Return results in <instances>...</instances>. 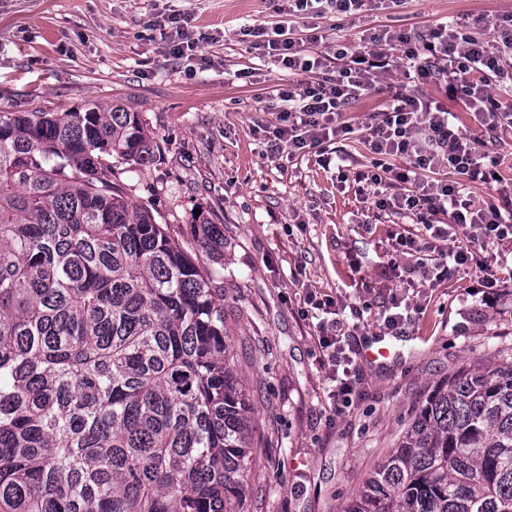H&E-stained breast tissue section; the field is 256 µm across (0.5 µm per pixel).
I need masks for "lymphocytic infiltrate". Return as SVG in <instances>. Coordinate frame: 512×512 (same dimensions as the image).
Segmentation results:
<instances>
[{
    "label": "lymphocytic infiltrate",
    "instance_id": "obj_1",
    "mask_svg": "<svg viewBox=\"0 0 512 512\" xmlns=\"http://www.w3.org/2000/svg\"><path fill=\"white\" fill-rule=\"evenodd\" d=\"M284 2L291 15L350 17L378 9L386 0ZM487 25L479 19L466 30L448 23L425 32L384 26L367 29L359 45L336 43L333 54L340 65L335 75L323 80L317 73L326 66L324 55L306 49L284 28L270 35L253 29L255 48L301 77L297 84L279 91L286 107L273 131L271 155L293 156L346 139L352 129L341 119L345 107L361 97L380 94L383 108L365 125L372 168L361 175L374 187L377 207L409 211L423 220L445 214L447 226L436 230L441 237L457 226L485 239H512V209L475 203L464 187L468 181L493 179L497 158L482 162L478 137L455 129L448 121L447 107L423 93L425 85H442L480 117L486 132L512 129V101H502L494 93L498 87L512 90V13L489 25L494 33L489 40L482 35ZM400 66L412 69V83L391 81L392 70ZM442 168L448 169L449 178H437ZM334 306V301L326 300L319 308L330 315ZM320 331L323 347L332 350V362L342 370L332 396L337 407L351 405L355 373L339 340V319L330 315L321 322Z\"/></svg>",
    "mask_w": 512,
    "mask_h": 512
}]
</instances>
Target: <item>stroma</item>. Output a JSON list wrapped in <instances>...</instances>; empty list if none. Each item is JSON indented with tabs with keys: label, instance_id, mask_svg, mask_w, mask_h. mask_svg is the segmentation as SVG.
<instances>
[{
	"label": "stroma",
	"instance_id": "obj_1",
	"mask_svg": "<svg viewBox=\"0 0 512 512\" xmlns=\"http://www.w3.org/2000/svg\"><path fill=\"white\" fill-rule=\"evenodd\" d=\"M279 0H0V112H67L89 101L138 112L159 159L119 165L131 200L157 211L175 238L196 216L224 227V317L235 365L253 407V448L244 512H339L375 463L391 452L431 391L480 358L512 354V286L496 307L476 290L485 264L512 266V240L457 230L433 240L408 212L378 209L355 179L369 166L364 125L379 96L352 103L353 127L336 169L319 149L292 157L267 150L277 92L297 75L262 57L247 28L283 26L328 53L358 44L361 30L472 25L512 12V0H401L357 23L302 18ZM187 19L189 46L169 47L172 18ZM500 160L498 180L472 182L479 202L512 204V132L482 138ZM413 240L415 249L402 247ZM465 249L472 265L433 283L406 281L417 247ZM363 308L343 313L357 356L359 397L336 410L333 366L319 345L306 297ZM408 302L412 337L401 358L360 356L382 333L394 300Z\"/></svg>",
	"mask_w": 512,
	"mask_h": 512
}]
</instances>
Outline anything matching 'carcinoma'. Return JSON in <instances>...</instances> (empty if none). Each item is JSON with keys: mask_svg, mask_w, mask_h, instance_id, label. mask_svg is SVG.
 <instances>
[{"mask_svg": "<svg viewBox=\"0 0 512 512\" xmlns=\"http://www.w3.org/2000/svg\"><path fill=\"white\" fill-rule=\"evenodd\" d=\"M114 158L156 159L122 105L0 112V512H241L224 225L175 242ZM342 512H512V359L439 384Z\"/></svg>", "mask_w": 512, "mask_h": 512, "instance_id": "1", "label": "carcinoma"}]
</instances>
